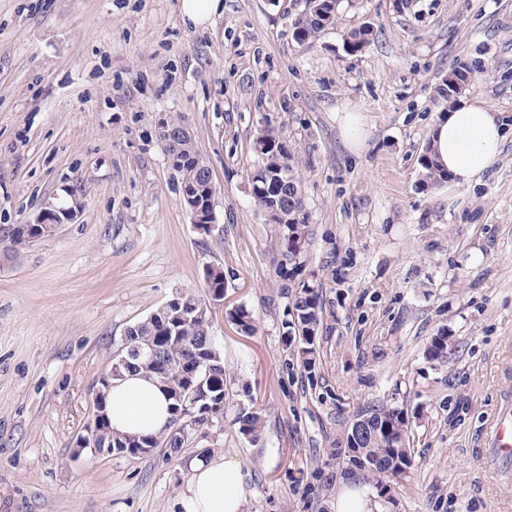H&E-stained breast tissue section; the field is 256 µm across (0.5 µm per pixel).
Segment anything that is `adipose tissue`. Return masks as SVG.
<instances>
[{
    "label": "adipose tissue",
    "instance_id": "adipose-tissue-1",
    "mask_svg": "<svg viewBox=\"0 0 512 512\" xmlns=\"http://www.w3.org/2000/svg\"><path fill=\"white\" fill-rule=\"evenodd\" d=\"M502 143L496 113L477 100L451 104L430 132L435 160L459 187L482 182L497 160ZM105 407L117 435L157 433L171 419L164 387L138 372L114 382L106 394ZM191 469L193 475L180 500L183 512H244L245 492L238 461L198 459Z\"/></svg>",
    "mask_w": 512,
    "mask_h": 512
}]
</instances>
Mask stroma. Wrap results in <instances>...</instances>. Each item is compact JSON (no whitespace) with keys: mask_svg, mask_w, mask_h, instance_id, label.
<instances>
[{"mask_svg":"<svg viewBox=\"0 0 512 512\" xmlns=\"http://www.w3.org/2000/svg\"><path fill=\"white\" fill-rule=\"evenodd\" d=\"M223 2L194 27L179 0H0V512H177L204 450L241 464L245 512H334L341 479L363 481L344 433L378 403L407 415L412 465L364 481L372 512H512V463L488 450L512 395V0H340L311 43L293 33L308 0ZM366 23L373 42L346 52ZM461 63L502 152L478 185L426 187L437 89ZM170 116L211 171L207 234L159 137ZM266 125L299 159L308 228L289 265L251 198ZM74 198L73 221L10 249L13 227ZM210 264L224 268L223 421L175 452L78 450L127 329L175 292L206 295ZM304 286L321 307L309 366L285 328ZM441 334L447 354L430 358Z\"/></svg>","mask_w":512,"mask_h":512,"instance_id":"stroma-1","label":"stroma"}]
</instances>
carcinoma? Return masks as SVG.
<instances>
[{
    "label": "carcinoma",
    "mask_w": 512,
    "mask_h": 512,
    "mask_svg": "<svg viewBox=\"0 0 512 512\" xmlns=\"http://www.w3.org/2000/svg\"><path fill=\"white\" fill-rule=\"evenodd\" d=\"M339 0H328V5L319 8L312 6L301 14L294 23V31L301 42H312L336 18ZM352 42L347 52L355 53L363 50L373 39V28L362 25L349 31ZM253 151L259 159V166L251 174L252 198L255 207L264 214L278 211L286 216L288 222L281 225V255L284 260L297 258L306 237L307 215L301 181L293 172L295 154L288 143L276 129L268 126L261 130L253 142ZM173 168L182 177V186L200 190L201 202L209 200L207 179L203 166L197 162V154L189 139L175 141L167 149ZM421 167L425 177L433 185L448 180V173L440 168L431 154L430 147H425L421 157ZM42 238V233L34 224H19L10 236V247L17 251L30 243ZM203 278L208 293L224 292V269L220 265H208L203 270ZM293 308L296 319L286 326L289 335L299 334L306 344L311 345L318 334L320 326V305L317 295L311 289H304L295 298ZM232 319L240 333L249 335L255 331V320L246 310L240 308ZM129 332L137 337V342L144 346L149 344L162 349L168 359L165 374H157V368L146 359H138L122 374L142 372L160 385L164 386L170 396L187 391L190 385L188 364L200 365L206 373V390L212 401H224V359L215 348L212 336V320L210 310H205L202 317L190 321L181 332V338L174 339L169 335L167 326L161 322L150 321L144 325H133ZM370 413L377 422L387 427V433L380 434L366 455L371 457L369 465L363 466L351 461L354 467L364 473L387 478L404 475L411 465L410 448H394L392 442L404 439L410 442L408 422L400 419L401 411L385 405L371 408ZM178 426L175 420L159 434L122 436L112 439L114 448H162L166 446L168 437Z\"/></svg>",
    "instance_id": "cac0c4a2"
}]
</instances>
